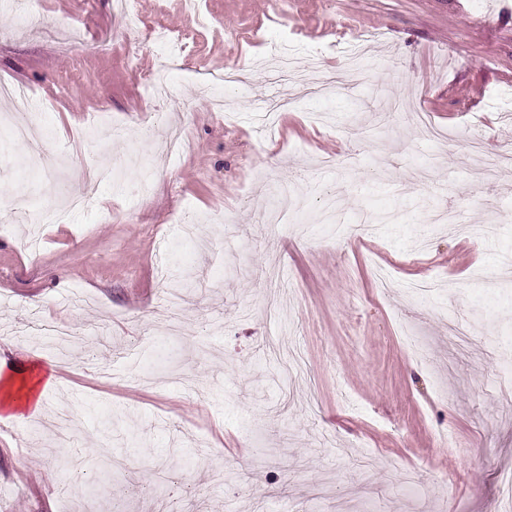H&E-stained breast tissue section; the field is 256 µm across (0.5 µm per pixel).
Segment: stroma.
I'll use <instances>...</instances> for the list:
<instances>
[{
  "mask_svg": "<svg viewBox=\"0 0 512 512\" xmlns=\"http://www.w3.org/2000/svg\"><path fill=\"white\" fill-rule=\"evenodd\" d=\"M502 2L0 9V82L33 124L13 141L0 98V358L57 370L37 413L0 416V512H63L106 456L125 477L95 512H506L512 166L477 180L468 160L477 138L512 151ZM353 50L359 84L300 94L310 60L330 77ZM229 66L244 81L217 112ZM155 72L173 95L150 104ZM418 108L447 140L423 139ZM278 184L288 226L260 221ZM449 205L470 233L431 222ZM50 206L61 221L29 223ZM58 321L78 334L63 360L41 333ZM55 407L82 475L49 452Z\"/></svg>",
  "mask_w": 512,
  "mask_h": 512,
  "instance_id": "stroma-1",
  "label": "stroma"
}]
</instances>
